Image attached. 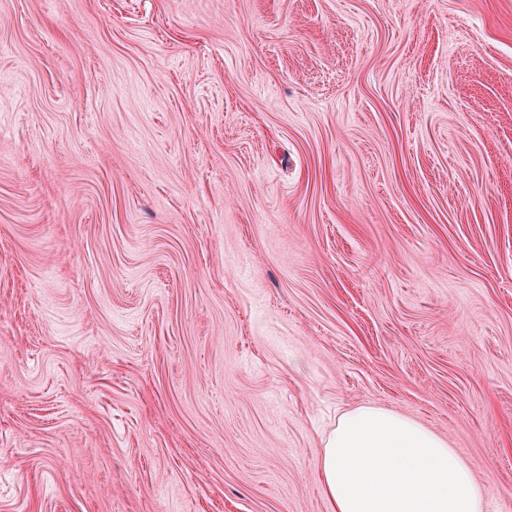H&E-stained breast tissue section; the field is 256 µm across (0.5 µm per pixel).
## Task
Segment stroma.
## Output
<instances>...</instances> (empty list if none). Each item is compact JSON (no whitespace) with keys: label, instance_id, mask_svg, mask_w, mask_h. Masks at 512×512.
Masks as SVG:
<instances>
[{"label":"stroma","instance_id":"stroma-1","mask_svg":"<svg viewBox=\"0 0 512 512\" xmlns=\"http://www.w3.org/2000/svg\"><path fill=\"white\" fill-rule=\"evenodd\" d=\"M361 405L512 512V0H0V512H330Z\"/></svg>","mask_w":512,"mask_h":512}]
</instances>
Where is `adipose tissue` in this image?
I'll return each instance as SVG.
<instances>
[{
	"label": "adipose tissue",
	"instance_id": "1",
	"mask_svg": "<svg viewBox=\"0 0 512 512\" xmlns=\"http://www.w3.org/2000/svg\"><path fill=\"white\" fill-rule=\"evenodd\" d=\"M317 474L331 512H485L482 486L447 441L382 407L339 415Z\"/></svg>",
	"mask_w": 512,
	"mask_h": 512
}]
</instances>
